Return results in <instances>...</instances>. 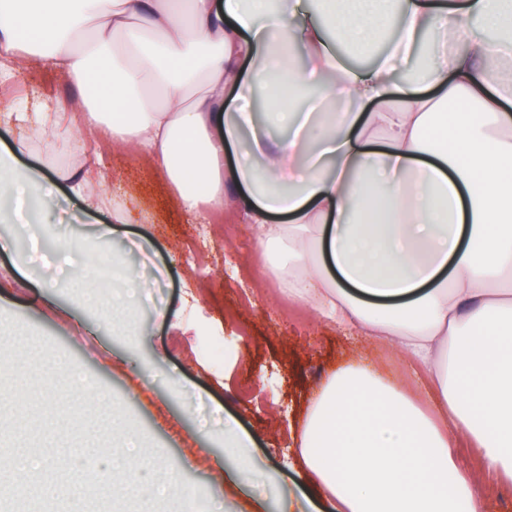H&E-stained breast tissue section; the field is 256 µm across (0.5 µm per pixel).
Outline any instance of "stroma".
I'll list each match as a JSON object with an SVG mask.
<instances>
[{"mask_svg": "<svg viewBox=\"0 0 512 512\" xmlns=\"http://www.w3.org/2000/svg\"><path fill=\"white\" fill-rule=\"evenodd\" d=\"M76 92L64 77L27 67L0 84V99L20 104ZM98 150L88 139L65 159L55 148L20 155V164L40 166L55 186L54 198L32 194L46 230L36 237L18 224L0 226L14 240L11 251H0V266L22 273L21 285L0 288V359L26 366L30 403L22 429L10 420L0 426V480L21 488L0 490V512H137L139 506L137 494H117L111 480L94 474L97 449L118 444L94 405L79 406L71 429L73 440L90 450L83 471L72 469L64 449L49 447L54 422L36 397L45 368L30 358L33 346L65 357L111 390L139 439L142 461H166L162 477L176 491L214 501L223 512H248L251 496L273 505L282 494L301 495L288 468L299 416L330 370L357 352L398 373L432 408L424 371L366 339L338 334L311 306L289 298L262 275L250 225L224 211L201 217L175 208L164 183L130 149L104 151L130 223L114 224L108 212L80 215L69 177ZM72 239L87 252L65 265L58 249ZM103 251L144 267L136 300L120 311L89 307L65 285L82 274L89 254ZM230 420L248 438L245 453L257 473L247 496L224 484L232 463L224 452ZM48 481L71 486L73 498L42 497Z\"/></svg>", "mask_w": 512, "mask_h": 512, "instance_id": "35a3bbf8", "label": "stroma"}]
</instances>
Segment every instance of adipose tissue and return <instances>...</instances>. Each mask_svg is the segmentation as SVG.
<instances>
[{
  "label": "adipose tissue",
  "instance_id": "1",
  "mask_svg": "<svg viewBox=\"0 0 512 512\" xmlns=\"http://www.w3.org/2000/svg\"><path fill=\"white\" fill-rule=\"evenodd\" d=\"M349 2L301 18L293 0H0V82L34 66L79 89L0 104L14 134L0 184L43 185L12 162L31 137L99 135L148 160L187 212L235 214L289 295L432 382L429 412L371 363L328 376L302 414L297 471L325 512H476L487 474L512 480V85L490 73L512 52V0ZM394 14L368 71L338 58ZM426 34L429 58L396 87ZM269 84L260 125L250 104ZM338 99L351 110L329 111ZM68 369L52 360L42 398L61 421L96 402L121 428L122 455H104L113 485L135 489L136 436L107 394L59 385ZM464 445L479 469L461 470Z\"/></svg>",
  "mask_w": 512,
  "mask_h": 512
}]
</instances>
